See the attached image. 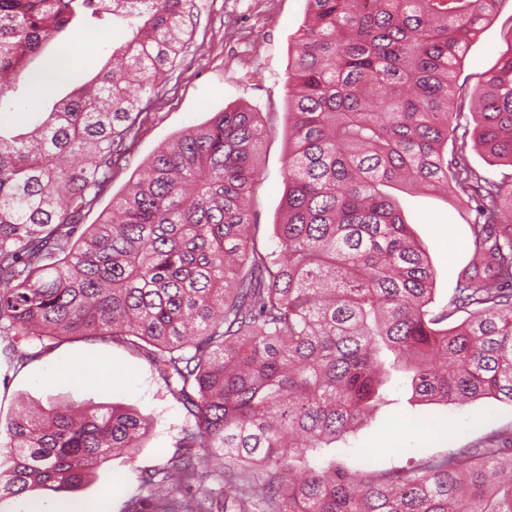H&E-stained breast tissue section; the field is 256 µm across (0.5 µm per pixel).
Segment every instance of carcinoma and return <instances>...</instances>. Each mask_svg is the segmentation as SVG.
<instances>
[{"mask_svg": "<svg viewBox=\"0 0 512 512\" xmlns=\"http://www.w3.org/2000/svg\"><path fill=\"white\" fill-rule=\"evenodd\" d=\"M505 0H308L288 65V157L278 246L248 198L263 139L249 107L217 112L160 148L97 224L100 199L168 82L198 0H0V112L14 75L76 16L129 20L130 39L24 132L0 130V338L18 359L78 336L145 356L191 423L148 495L125 512H512V448L492 436L417 467L348 472L311 450L382 404L389 369L424 403L512 404V173H477L473 140L512 168V45L454 111L469 41ZM475 211L473 257L430 310L435 271L400 194ZM0 501L70 493L110 456L144 447L136 412L98 403L22 412L6 428Z\"/></svg>", "mask_w": 512, "mask_h": 512, "instance_id": "1", "label": "carcinoma"}]
</instances>
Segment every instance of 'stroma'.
Instances as JSON below:
<instances>
[{
	"mask_svg": "<svg viewBox=\"0 0 512 512\" xmlns=\"http://www.w3.org/2000/svg\"><path fill=\"white\" fill-rule=\"evenodd\" d=\"M308 16L306 0H202L200 20L193 30L182 62L169 76L164 94L148 104L149 117L126 168L116 175L107 192L87 212L83 221L97 223L112 198L161 145L178 133L202 124L213 113L239 105L260 112L264 136L259 156L261 183L252 198L251 213L260 226V243L275 248L273 226L281 217L283 167L288 153L286 77L288 63ZM512 34V0H504L498 13L470 43L461 66L455 108L470 116L473 99L506 49ZM83 39L84 55L63 57L64 47ZM128 30L123 20L111 22L106 33L77 32L68 28L48 45L21 74L51 65L67 69L69 77L44 95L0 112V124L26 128L33 112L50 107L54 98L69 93L92 78L123 44ZM406 216L425 244L436 271L435 304H447L459 273L472 256L471 213L441 196L410 198ZM77 364L88 378L70 375L66 367ZM112 371L111 380H98L101 368ZM391 399L363 422L346 441L309 452L310 465L333 460L349 471L385 472L416 466L432 457L481 442L490 435L512 430V404L479 398L464 405L414 404L404 375L395 371L386 385ZM88 402L125 406L150 423L144 448L133 459L116 457L105 462L91 481L73 494L82 512H125L127 502L141 496L140 474L160 469L177 451L189 420L182 403L174 398L149 361L135 351L100 340L75 339L38 359L21 362L0 353V422L6 423L21 402Z\"/></svg>",
	"mask_w": 512,
	"mask_h": 512,
	"instance_id": "35a3bbf8",
	"label": "stroma"
}]
</instances>
